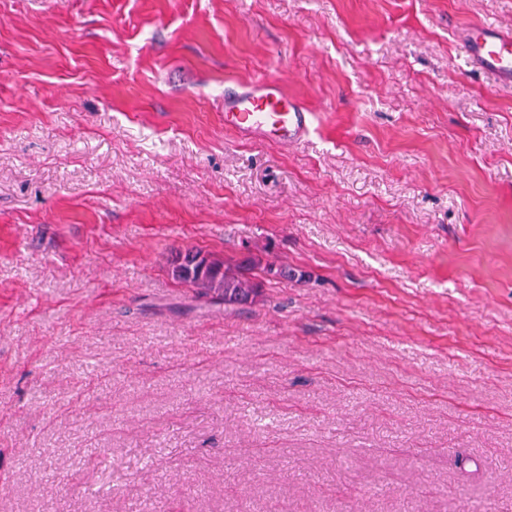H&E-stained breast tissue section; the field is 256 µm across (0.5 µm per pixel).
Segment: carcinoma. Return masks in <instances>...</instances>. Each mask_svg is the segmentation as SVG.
<instances>
[{
  "mask_svg": "<svg viewBox=\"0 0 512 512\" xmlns=\"http://www.w3.org/2000/svg\"><path fill=\"white\" fill-rule=\"evenodd\" d=\"M184 257L195 261V264L173 267V279L198 289L200 298L212 295L228 306L252 302L259 294L261 284L246 272L267 270L262 259L253 255L237 264H226L198 251H187Z\"/></svg>",
  "mask_w": 512,
  "mask_h": 512,
  "instance_id": "carcinoma-1",
  "label": "carcinoma"
}]
</instances>
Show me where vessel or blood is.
I'll use <instances>...</instances> for the list:
<instances>
[{
    "label": "vessel or blood",
    "mask_w": 512,
    "mask_h": 512,
    "mask_svg": "<svg viewBox=\"0 0 512 512\" xmlns=\"http://www.w3.org/2000/svg\"><path fill=\"white\" fill-rule=\"evenodd\" d=\"M463 47L469 60L512 84L511 33L474 22L464 29ZM312 122L310 108L288 98L276 81L262 79L224 90V125L241 138L293 146L308 136Z\"/></svg>",
    "instance_id": "b4317fda"
}]
</instances>
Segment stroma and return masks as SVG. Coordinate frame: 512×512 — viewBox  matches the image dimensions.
Segmentation results:
<instances>
[{
    "instance_id": "1",
    "label": "stroma",
    "mask_w": 512,
    "mask_h": 512,
    "mask_svg": "<svg viewBox=\"0 0 512 512\" xmlns=\"http://www.w3.org/2000/svg\"><path fill=\"white\" fill-rule=\"evenodd\" d=\"M512 0H0V512H512ZM276 80L283 148L224 127ZM260 255L245 306L175 253ZM463 32V47L469 60L500 81L512 84V34L481 21L467 25ZM313 112L288 98L273 80H258L224 89V127L247 140L293 146L309 134Z\"/></svg>"
}]
</instances>
